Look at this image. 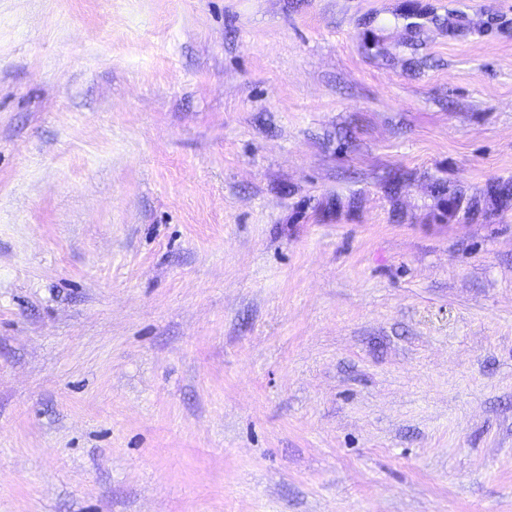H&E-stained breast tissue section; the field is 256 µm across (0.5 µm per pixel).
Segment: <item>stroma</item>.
<instances>
[{"instance_id": "35a3bbf8", "label": "stroma", "mask_w": 512, "mask_h": 512, "mask_svg": "<svg viewBox=\"0 0 512 512\" xmlns=\"http://www.w3.org/2000/svg\"><path fill=\"white\" fill-rule=\"evenodd\" d=\"M0 512H512V0H0Z\"/></svg>"}]
</instances>
